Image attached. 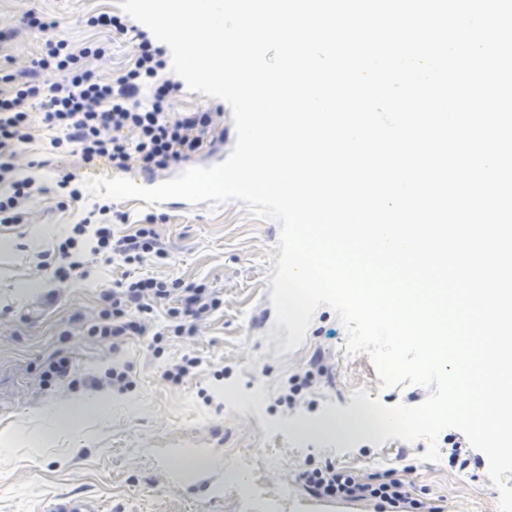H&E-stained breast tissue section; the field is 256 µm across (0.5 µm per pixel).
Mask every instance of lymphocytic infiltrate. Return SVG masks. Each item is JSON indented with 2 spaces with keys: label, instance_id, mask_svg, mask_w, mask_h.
I'll return each instance as SVG.
<instances>
[{
  "label": "lymphocytic infiltrate",
  "instance_id": "obj_1",
  "mask_svg": "<svg viewBox=\"0 0 512 512\" xmlns=\"http://www.w3.org/2000/svg\"><path fill=\"white\" fill-rule=\"evenodd\" d=\"M86 24L133 35V66L115 79L101 80L87 62L106 59L107 43L89 41L73 49L68 40L53 36L55 21L28 15V27L45 35L42 46L26 75H0V184L9 186L8 194L0 195L1 226L23 223L27 204L42 192L33 180L13 177L18 147L33 141L37 125L62 130L64 147L80 164L103 158L115 170L125 169L134 157L154 173L191 159L213 142L221 113L172 111V80L142 96V79L155 77L166 65L164 50L145 32L109 12L89 15ZM149 256L160 261L169 257L154 226L142 224L134 233L115 235L108 204L94 205L58 247L54 276L62 283L86 278L90 264L99 261L118 259L127 265L122 279L103 291V306L91 314L86 327L87 335L110 341L113 350L131 337L145 336L149 349L158 351L163 334L152 329L157 307H164L171 320L172 335L192 337L224 305L223 295L209 283L134 274V267ZM300 478L321 499L371 500L394 512H444L442 506L413 498L406 480L395 473L387 481L372 483L328 464L303 471Z\"/></svg>",
  "mask_w": 512,
  "mask_h": 512
}]
</instances>
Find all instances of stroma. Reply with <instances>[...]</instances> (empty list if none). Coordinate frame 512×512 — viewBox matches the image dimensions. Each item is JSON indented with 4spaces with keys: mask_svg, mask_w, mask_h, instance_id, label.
Wrapping results in <instances>:
<instances>
[{
    "mask_svg": "<svg viewBox=\"0 0 512 512\" xmlns=\"http://www.w3.org/2000/svg\"><path fill=\"white\" fill-rule=\"evenodd\" d=\"M115 8L114 0H0V30L12 33L0 46V66L24 72L39 51L44 36L28 28V13L58 21L57 35L78 47L97 36L84 17ZM171 104L176 112L225 113L222 141L189 164L224 161L235 144L229 105L183 86ZM55 137L36 131L19 159L20 176H38L47 193L37 197L22 224L0 226V512H41L62 492L91 497L103 512H243L238 487L225 476L234 460L246 465L252 483L274 494L305 496L299 473L327 463L375 483L396 468L416 498L458 505L463 512H497L499 493L486 467L462 469L449 459L461 436L457 429L439 434L435 463L422 461V441L381 444L371 431L347 441L321 429L326 417L351 415L357 389L385 405L410 406L429 391L407 384L381 388L368 355L346 356V331L330 307L316 309L304 343L292 351L253 323L274 269L279 225L252 217L243 203L212 208L205 202H113L115 230L129 234L154 217L172 256L167 264L147 262L144 272L206 280L220 289L224 306L200 335L169 337L157 355L148 352L143 337L129 339L116 353L108 342L71 334L73 318L100 308L102 291L125 267L101 263L88 278L54 280L59 242L95 203L87 195L61 205L56 181L73 169L83 179L112 173L102 158L78 166L65 148L54 147ZM32 160L38 169L29 168ZM185 356L198 358V367L181 384L165 380V369ZM60 357L71 362L68 377L42 387L41 373ZM112 368L127 371L130 388H113ZM304 376L309 388L294 392L296 379ZM228 386L244 398L231 409L224 404ZM87 401L103 403L102 415L85 417L80 406ZM64 407L70 410L66 425L56 418ZM171 448L200 449L205 460L196 472L181 473L175 486L158 468L159 455Z\"/></svg>",
    "mask_w": 512,
    "mask_h": 512,
    "instance_id": "1",
    "label": "stroma"
}]
</instances>
